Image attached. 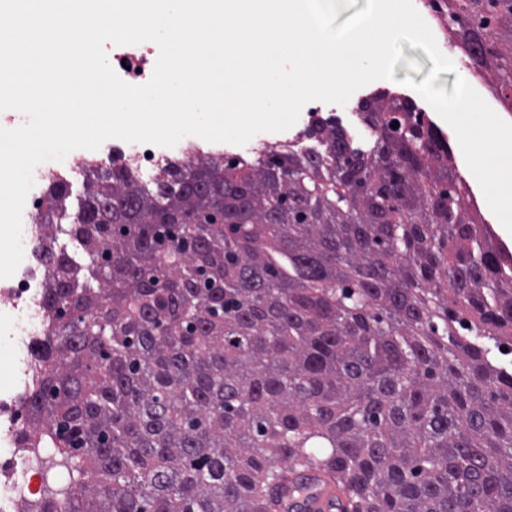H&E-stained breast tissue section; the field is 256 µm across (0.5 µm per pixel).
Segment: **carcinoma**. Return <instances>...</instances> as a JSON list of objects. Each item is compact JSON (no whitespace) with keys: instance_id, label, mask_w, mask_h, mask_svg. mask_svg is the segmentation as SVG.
<instances>
[{"instance_id":"carcinoma-1","label":"carcinoma","mask_w":512,"mask_h":512,"mask_svg":"<svg viewBox=\"0 0 512 512\" xmlns=\"http://www.w3.org/2000/svg\"><path fill=\"white\" fill-rule=\"evenodd\" d=\"M512 107V0H443ZM372 146L196 157L149 189L86 166L72 234L44 195L40 372L22 442L64 483L33 512H273L322 471L352 512H512V267L466 208L441 132L362 105ZM58 248H61L66 254L69 255V257L78 265L81 267V275L82 278H88L90 279V260L86 253L84 252V249L81 245V243L74 237L71 236L69 233L62 238L59 239V242L57 244Z\"/></svg>"}]
</instances>
